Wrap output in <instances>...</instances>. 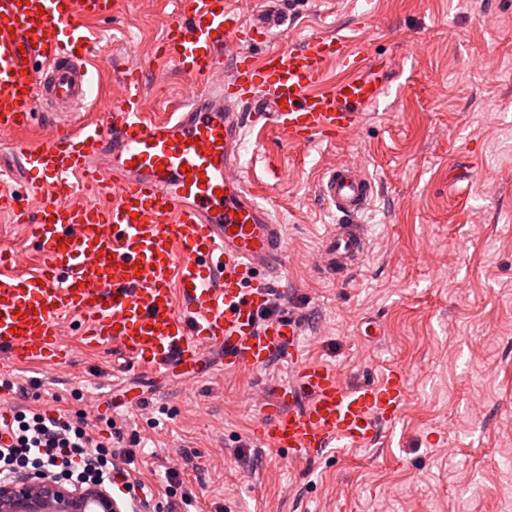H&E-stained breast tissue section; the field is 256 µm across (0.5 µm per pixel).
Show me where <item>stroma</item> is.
<instances>
[{"label": "stroma", "instance_id": "35a3bbf8", "mask_svg": "<svg viewBox=\"0 0 512 512\" xmlns=\"http://www.w3.org/2000/svg\"><path fill=\"white\" fill-rule=\"evenodd\" d=\"M298 20L272 45L324 32L361 36L389 69L361 131L303 146L279 130L246 132L242 160L262 202L284 226L285 292L302 325L299 357L334 365L350 384L384 367L409 375L394 430L366 449L289 459L259 440L253 392L287 381L290 365L225 370L219 352L165 373L84 346L79 315L66 317L69 367L11 368L27 386L0 395L32 408L84 415L94 436L121 427L140 463L127 489L140 512H166L169 468L197 512H512V0H290ZM176 0H121L93 21L101 34L98 112L123 92L121 70L143 76L147 112L189 93L156 50ZM361 162L377 196L361 221L371 248L342 280L312 258L336 217L319 186L327 168ZM474 167L468 183L455 168ZM0 241L21 268L40 254L23 224L0 211Z\"/></svg>", "mask_w": 512, "mask_h": 512}]
</instances>
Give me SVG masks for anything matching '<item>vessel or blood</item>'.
<instances>
[{
  "mask_svg": "<svg viewBox=\"0 0 512 512\" xmlns=\"http://www.w3.org/2000/svg\"><path fill=\"white\" fill-rule=\"evenodd\" d=\"M115 6L0 0V133L27 129L39 114L59 120L44 144L16 148L26 195L0 187V209L23 219L43 256L30 273L0 247V354L16 366L64 368L59 325L75 313L86 346L112 348L150 372L197 364L207 350L223 352L228 370L288 355L287 383L252 397L266 445L296 460L371 446L395 426L407 375L351 385L327 362L293 358V317L262 315L282 286L284 227L248 187L239 149L258 125L295 144L353 135L384 89V66L332 35L258 58L240 52L226 65L223 46L270 39L287 24L282 0H263L247 23L229 0H179L158 51L200 91L154 120L142 108L141 74L128 69L124 96L88 121L81 114L95 44L81 22ZM331 59L341 69L332 80ZM33 61L42 64L37 80L27 73ZM105 155L106 175L98 166ZM90 191L98 203L84 202ZM375 192L355 162L326 170L320 193L341 219L326 228L318 271L340 277L363 262L370 238L358 216ZM28 197L41 200L35 212Z\"/></svg>",
  "mask_w": 512,
  "mask_h": 512,
  "instance_id": "obj_1",
  "label": "vessel or blood"
}]
</instances>
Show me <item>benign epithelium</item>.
<instances>
[{"label": "benign epithelium", "instance_id": "obj_1", "mask_svg": "<svg viewBox=\"0 0 512 512\" xmlns=\"http://www.w3.org/2000/svg\"><path fill=\"white\" fill-rule=\"evenodd\" d=\"M124 512L106 487L71 486L41 476L0 482V512Z\"/></svg>", "mask_w": 512, "mask_h": 512}]
</instances>
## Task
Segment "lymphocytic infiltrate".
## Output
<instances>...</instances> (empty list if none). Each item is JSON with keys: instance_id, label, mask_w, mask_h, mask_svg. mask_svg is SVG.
Here are the masks:
<instances>
[{"instance_id": "lymphocytic-infiltrate-1", "label": "lymphocytic infiltrate", "mask_w": 512, "mask_h": 512, "mask_svg": "<svg viewBox=\"0 0 512 512\" xmlns=\"http://www.w3.org/2000/svg\"><path fill=\"white\" fill-rule=\"evenodd\" d=\"M12 443L0 447V481L30 470L67 483L111 486L119 465H132L134 455L123 448L120 431L110 441L91 436L86 424L67 413L50 417L40 409L15 407L6 426Z\"/></svg>"}]
</instances>
